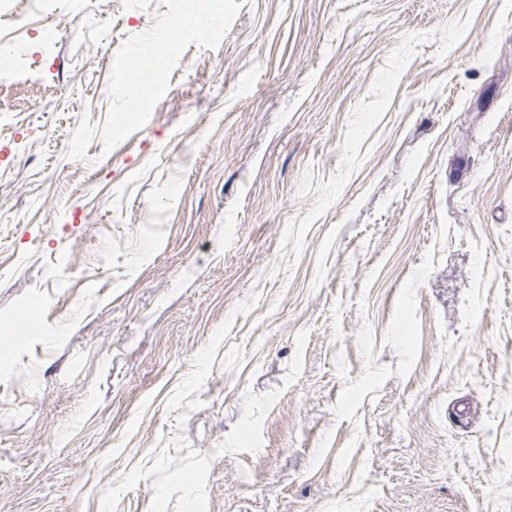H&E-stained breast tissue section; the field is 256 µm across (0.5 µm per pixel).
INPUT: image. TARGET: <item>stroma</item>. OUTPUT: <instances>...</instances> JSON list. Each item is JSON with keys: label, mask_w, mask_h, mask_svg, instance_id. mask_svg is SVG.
<instances>
[{"label": "stroma", "mask_w": 512, "mask_h": 512, "mask_svg": "<svg viewBox=\"0 0 512 512\" xmlns=\"http://www.w3.org/2000/svg\"><path fill=\"white\" fill-rule=\"evenodd\" d=\"M0 16V512H512V0ZM56 108H48V101ZM214 18V11H202L199 13L193 9L186 10L182 13L180 11L176 16L169 17L162 21L151 38H159L173 29L177 32V35H179L182 30L186 29L201 31L204 25H206V29L213 30ZM177 52V43L173 40L159 43L153 46L150 50V57L145 58L143 53L138 49L130 50L128 53L131 66L135 70V78L131 85L138 90L141 86V78L138 72L142 71L146 63L154 58L171 56Z\"/></svg>", "instance_id": "obj_1"}]
</instances>
